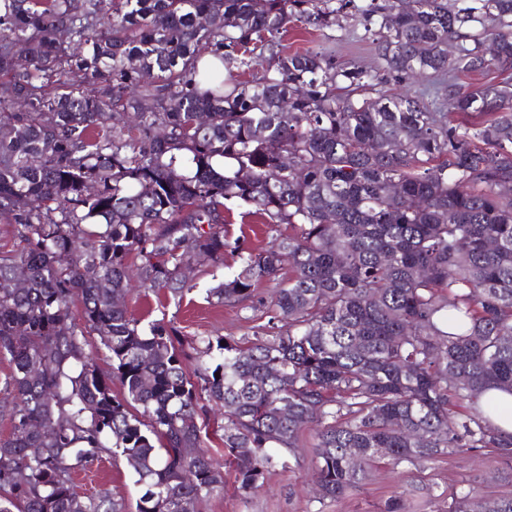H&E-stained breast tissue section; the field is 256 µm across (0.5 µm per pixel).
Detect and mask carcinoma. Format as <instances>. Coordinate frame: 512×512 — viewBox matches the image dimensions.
<instances>
[{
    "label": "carcinoma",
    "mask_w": 512,
    "mask_h": 512,
    "mask_svg": "<svg viewBox=\"0 0 512 512\" xmlns=\"http://www.w3.org/2000/svg\"><path fill=\"white\" fill-rule=\"evenodd\" d=\"M348 7L375 69L279 49L291 18L329 28ZM266 51L247 81L204 58ZM493 66L512 70V0H0V221L19 239L0 253V512H127L75 489L116 456L135 512H184L226 463L258 489L308 430L322 500L383 460L511 461L489 392L512 394V83L459 84ZM418 77L433 99L386 89ZM229 202L288 225L259 252L235 244L239 270L209 289L235 305L273 283L269 326L201 339L192 377L172 325L128 315L129 257L141 287L182 297L184 268L224 260ZM211 402L223 464L202 446ZM447 512L512 496L471 483Z\"/></svg>",
    "instance_id": "1"
}]
</instances>
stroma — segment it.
I'll return each mask as SVG.
<instances>
[{"mask_svg":"<svg viewBox=\"0 0 512 512\" xmlns=\"http://www.w3.org/2000/svg\"><path fill=\"white\" fill-rule=\"evenodd\" d=\"M282 47L287 52L306 50L332 56L340 64H357L373 69L377 59L369 34L359 20L344 16L338 25L314 28L298 22L288 25ZM230 243L224 260L213 263L205 260L190 274L193 285L183 298L152 292H130L125 306L130 316L144 322L162 320L180 331L187 355L184 366L194 372L197 355L194 348L202 336H228L238 342L250 340L255 326L267 324L269 317L264 305L270 295V283L258 284L255 300L228 306L208 297L209 288L216 286L238 270L239 259L233 242L240 241L253 250H261L275 238L287 234V225H271L245 208L232 206L229 222L224 227ZM311 448L297 449L285 466L274 467L264 476V484L246 494L226 482L223 491L197 505V512H385L388 501L396 494L402 479H409L416 488L410 512H437L447 506L461 485L475 483L489 497L512 495V465L501 462L489 451L482 450L457 455L435 467L411 469L407 477L382 462L373 468L368 481L340 500H318L311 491ZM77 489L91 493L110 490L117 498L135 502L141 493L135 476L124 458L116 457L75 476Z\"/></svg>","mask_w":512,"mask_h":512,"instance_id":"obj_1","label":"stroma"}]
</instances>
